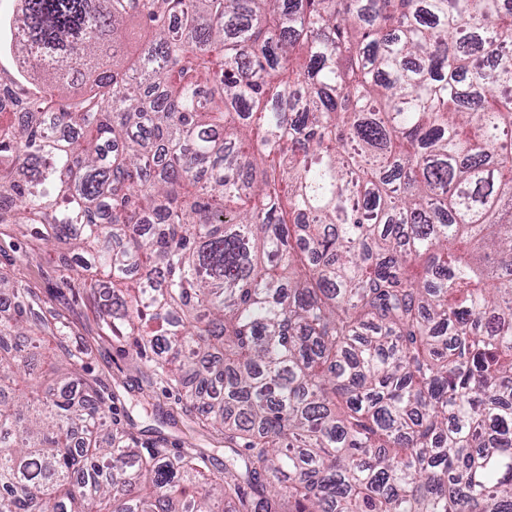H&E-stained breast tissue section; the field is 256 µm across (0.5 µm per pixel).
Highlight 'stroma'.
<instances>
[{
    "label": "stroma",
    "instance_id": "obj_1",
    "mask_svg": "<svg viewBox=\"0 0 512 512\" xmlns=\"http://www.w3.org/2000/svg\"><path fill=\"white\" fill-rule=\"evenodd\" d=\"M26 248L23 238L0 237V265L14 267L17 276L36 289L47 308L64 313L70 323L69 344L91 343V374L116 392L114 410L121 422L131 425L141 443L161 440L172 452L200 448L212 457L215 467H223V439L198 428L175 393L146 371L132 343L98 338L93 306L85 296L76 294L65 302L57 298L55 280L48 272L50 262L58 258L56 247L45 246L30 255L27 263H19L18 257Z\"/></svg>",
    "mask_w": 512,
    "mask_h": 512
}]
</instances>
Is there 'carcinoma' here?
I'll list each match as a JSON object with an SVG mask.
<instances>
[{"label": "carcinoma", "mask_w": 512, "mask_h": 512, "mask_svg": "<svg viewBox=\"0 0 512 512\" xmlns=\"http://www.w3.org/2000/svg\"><path fill=\"white\" fill-rule=\"evenodd\" d=\"M512 0H15L0 226L224 435L143 454L0 268V512H512Z\"/></svg>", "instance_id": "1"}]
</instances>
